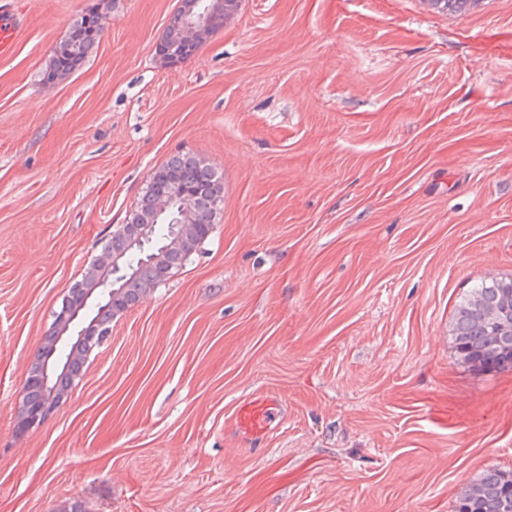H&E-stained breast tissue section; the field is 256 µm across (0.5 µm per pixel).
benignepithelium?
<instances>
[{
  "instance_id": "7a95c632",
  "label": "benign epithelium",
  "mask_w": 512,
  "mask_h": 512,
  "mask_svg": "<svg viewBox=\"0 0 512 512\" xmlns=\"http://www.w3.org/2000/svg\"><path fill=\"white\" fill-rule=\"evenodd\" d=\"M201 0H179L177 10L185 17L184 25L171 31L165 43L157 44V55L166 64H175L181 60L185 52H195L211 36L207 12L197 10ZM196 196L177 181L172 182L169 192L158 201L159 213L171 210L179 212L180 216L191 213ZM149 225L141 224L127 233L122 232V243L110 249L105 248L97 256V265L101 270L110 272L119 268L120 261L128 249L136 245L146 235ZM99 299L92 291H86L80 302H74L66 297L64 303L54 314L52 340L41 342L40 352L35 357L37 366L34 373L28 376V382L39 385L47 395L45 404L29 410L19 406L17 425L24 430L39 427L44 420L67 399L69 391L58 387L60 376L69 372L70 364H62L56 359L57 346L61 343L75 344V349L81 350V358H86L82 352L83 346H91L97 331L87 329L89 318L85 314L88 302Z\"/></svg>"
}]
</instances>
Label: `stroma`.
<instances>
[{
  "instance_id": "35a3bbf8",
  "label": "stroma",
  "mask_w": 512,
  "mask_h": 512,
  "mask_svg": "<svg viewBox=\"0 0 512 512\" xmlns=\"http://www.w3.org/2000/svg\"><path fill=\"white\" fill-rule=\"evenodd\" d=\"M8 2L0 512H454L512 470V369L451 336L471 288L512 278V0H242L173 66L177 0ZM91 11L92 56L43 82ZM179 153L223 183L212 233L18 432L70 283ZM246 403L274 404L267 430Z\"/></svg>"
}]
</instances>
